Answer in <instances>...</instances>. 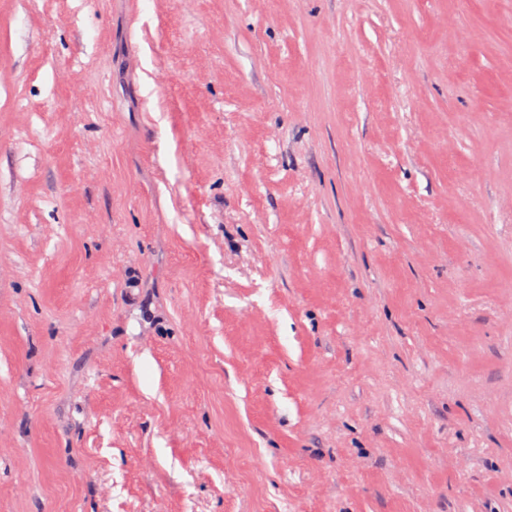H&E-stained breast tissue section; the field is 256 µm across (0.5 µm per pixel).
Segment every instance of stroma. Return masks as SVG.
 Segmentation results:
<instances>
[{
    "instance_id": "stroma-1",
    "label": "stroma",
    "mask_w": 512,
    "mask_h": 512,
    "mask_svg": "<svg viewBox=\"0 0 512 512\" xmlns=\"http://www.w3.org/2000/svg\"><path fill=\"white\" fill-rule=\"evenodd\" d=\"M0 512H512V0H0Z\"/></svg>"
}]
</instances>
